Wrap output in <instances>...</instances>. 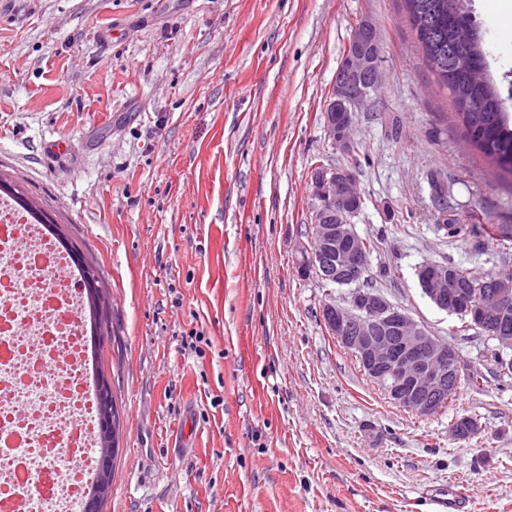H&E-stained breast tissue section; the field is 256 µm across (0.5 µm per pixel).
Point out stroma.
Wrapping results in <instances>:
<instances>
[{
	"instance_id": "stroma-1",
	"label": "stroma",
	"mask_w": 512,
	"mask_h": 512,
	"mask_svg": "<svg viewBox=\"0 0 512 512\" xmlns=\"http://www.w3.org/2000/svg\"><path fill=\"white\" fill-rule=\"evenodd\" d=\"M472 10L512 93V0ZM362 20L384 77L350 156L322 114ZM463 134L403 0H0V177L108 288L123 433L103 512H431L422 488L448 483L468 512H512V383L416 277L444 256L512 270L442 228L512 225V192ZM320 163L355 169L360 236L389 231L369 285L484 376L433 415L365 375L299 270ZM462 416L478 438L450 436Z\"/></svg>"
}]
</instances>
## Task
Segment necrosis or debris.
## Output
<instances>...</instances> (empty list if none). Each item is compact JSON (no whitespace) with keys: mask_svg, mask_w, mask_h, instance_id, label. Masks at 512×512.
I'll return each instance as SVG.
<instances>
[{"mask_svg":"<svg viewBox=\"0 0 512 512\" xmlns=\"http://www.w3.org/2000/svg\"><path fill=\"white\" fill-rule=\"evenodd\" d=\"M66 265L0 201V512H78L93 480L95 405L78 298L56 276ZM61 447L79 465L60 469Z\"/></svg>","mask_w":512,"mask_h":512,"instance_id":"obj_1","label":"necrosis or debris"}]
</instances>
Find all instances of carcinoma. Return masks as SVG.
Masks as SVG:
<instances>
[{"instance_id": "carcinoma-1", "label": "carcinoma", "mask_w": 512, "mask_h": 512, "mask_svg": "<svg viewBox=\"0 0 512 512\" xmlns=\"http://www.w3.org/2000/svg\"><path fill=\"white\" fill-rule=\"evenodd\" d=\"M409 23L415 31L418 43L435 74L440 87L447 90L455 110V116L465 131V142L494 165L498 172L512 176V126L508 112L500 105L502 96L490 73L487 52L480 28L472 17V0H404ZM483 70V79L476 82L470 74L475 69ZM0 194L11 198L31 218L45 225L54 234L58 243L70 255L77 248L69 243L58 226L47 220L45 214L36 210L30 202L0 177ZM481 252L493 250L505 253L512 248V228L499 230L478 242ZM93 275L98 295L87 298L90 317L93 318V333L103 335L100 325H109L101 281L95 275L94 267L86 265ZM507 282L512 284V270H500L472 278L464 287L475 295L484 294L485 283ZM99 421L106 422L111 415L112 429L99 428L96 437L98 457L101 464L95 469V481L88 498H94L100 489L104 471H113L119 452L120 416L114 396L98 403ZM463 441L468 442L481 433L478 423L470 417H460L452 425Z\"/></svg>"}]
</instances>
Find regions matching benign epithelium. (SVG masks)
Here are the masks:
<instances>
[{"label":"benign epithelium","mask_w":512,"mask_h":512,"mask_svg":"<svg viewBox=\"0 0 512 512\" xmlns=\"http://www.w3.org/2000/svg\"><path fill=\"white\" fill-rule=\"evenodd\" d=\"M379 54L374 25L361 21L349 40L323 113L333 145L345 153L353 149L350 130L354 113L382 84ZM311 197L314 235L309 243L298 246L301 259L314 263L311 270L319 278L354 286L348 300L325 304V324L391 400L423 417L434 414L462 379L465 367L458 351L422 322L363 286L366 266L361 237L350 224L362 201L356 179L344 171L318 166L311 174ZM418 283L437 309L465 317L481 329L512 316V289L500 284L473 303L464 289L450 286L444 268H420Z\"/></svg>","instance_id":"1"}]
</instances>
